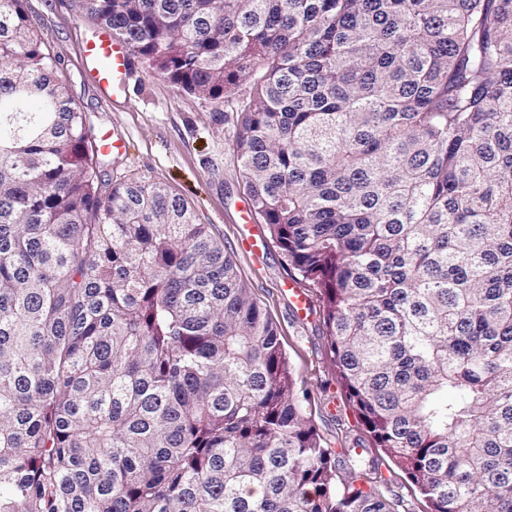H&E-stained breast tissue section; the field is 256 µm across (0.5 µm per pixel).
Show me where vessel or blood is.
Here are the masks:
<instances>
[{
	"instance_id": "b4317fda",
	"label": "vessel or blood",
	"mask_w": 512,
	"mask_h": 512,
	"mask_svg": "<svg viewBox=\"0 0 512 512\" xmlns=\"http://www.w3.org/2000/svg\"><path fill=\"white\" fill-rule=\"evenodd\" d=\"M84 56L88 77L103 93L115 98L125 95L129 57L124 41L101 35L86 43Z\"/></svg>"
}]
</instances>
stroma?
<instances>
[{
	"mask_svg": "<svg viewBox=\"0 0 512 512\" xmlns=\"http://www.w3.org/2000/svg\"><path fill=\"white\" fill-rule=\"evenodd\" d=\"M58 74L96 135L113 134L124 142L118 153L101 163L106 181L162 182L187 201L198 223L211 233L239 270L253 298L276 324L282 347L297 377L298 390L308 391L306 413L324 445H360L366 459L378 463L391 480L398 512H430V505L405 473L378 448L360 425L339 382L325 334L322 304L311 296L308 310H299L288 294L297 272L255 215H242L248 204L236 160L235 136L241 123L237 101L247 98L243 82L223 106L178 88L160 76L139 55H131L124 98L115 100L90 82L83 67V45L102 27L79 7L78 0H24ZM256 229L260 245L247 250L242 239Z\"/></svg>",
	"mask_w": 512,
	"mask_h": 512,
	"instance_id": "stroma-1",
	"label": "stroma"
}]
</instances>
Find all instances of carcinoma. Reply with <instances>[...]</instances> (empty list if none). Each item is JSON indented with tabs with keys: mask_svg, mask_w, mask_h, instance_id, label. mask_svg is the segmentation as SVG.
Here are the masks:
<instances>
[{
	"mask_svg": "<svg viewBox=\"0 0 512 512\" xmlns=\"http://www.w3.org/2000/svg\"><path fill=\"white\" fill-rule=\"evenodd\" d=\"M0 0V512H394L323 445L276 327L163 183H105ZM224 104L253 212L431 512H512V0H81ZM346 475H337L336 463Z\"/></svg>",
	"mask_w": 512,
	"mask_h": 512,
	"instance_id": "1",
	"label": "carcinoma"
}]
</instances>
